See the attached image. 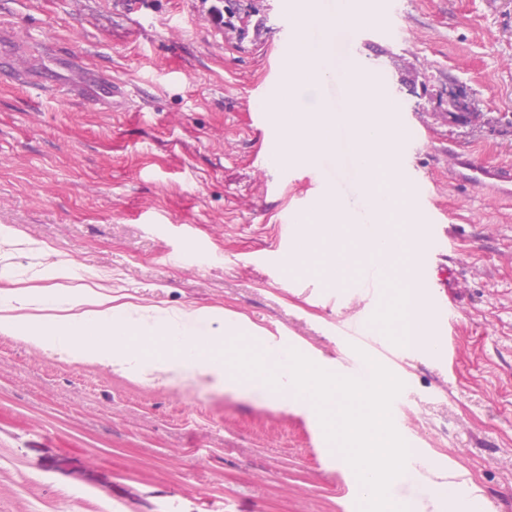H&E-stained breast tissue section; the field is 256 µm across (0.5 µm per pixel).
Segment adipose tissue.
<instances>
[{
    "mask_svg": "<svg viewBox=\"0 0 512 512\" xmlns=\"http://www.w3.org/2000/svg\"><path fill=\"white\" fill-rule=\"evenodd\" d=\"M51 265L44 288H8L17 271L0 267V333L73 362L109 365L128 374L160 368L175 379L214 378L228 389H261L303 406L336 436V459L357 477L364 497L379 499L418 472L390 415L397 380L364 359L358 373L325 369L297 348L272 343L238 316L215 307L177 310L115 302L90 288L58 289L70 276Z\"/></svg>",
    "mask_w": 512,
    "mask_h": 512,
    "instance_id": "obj_1",
    "label": "adipose tissue"
}]
</instances>
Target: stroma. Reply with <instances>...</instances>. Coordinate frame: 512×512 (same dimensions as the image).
Returning <instances> with one entry per match:
<instances>
[{
  "label": "stroma",
  "mask_w": 512,
  "mask_h": 512,
  "mask_svg": "<svg viewBox=\"0 0 512 512\" xmlns=\"http://www.w3.org/2000/svg\"><path fill=\"white\" fill-rule=\"evenodd\" d=\"M0 0V265L41 287L75 263L95 286L163 309L215 306L265 336L338 363L340 322L377 307L359 264L336 282L293 266L286 212L309 168L270 163L256 94L277 61L284 0ZM405 37L378 24L351 52L387 79L419 133L420 175L444 215L425 258L443 356L404 353L392 412L430 465L391 501L434 512L436 484L467 482L486 512H512V201L458 184L451 153L512 164V0H397ZM130 85L117 110L95 78ZM71 88L61 98L58 86ZM469 122L449 119V87ZM335 442L300 405L214 380L168 385L66 363L0 334V512H373Z\"/></svg>",
  "instance_id": "35a3bbf8"
}]
</instances>
